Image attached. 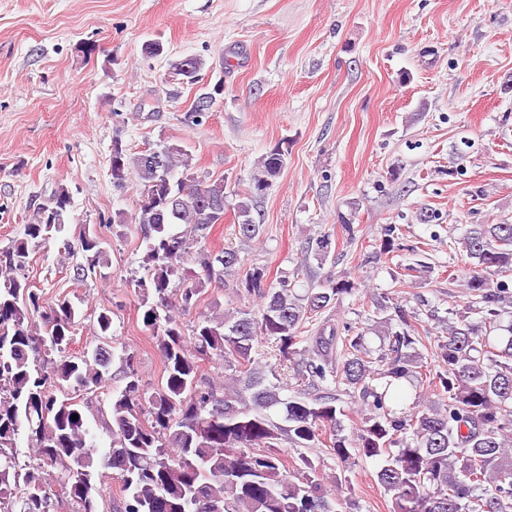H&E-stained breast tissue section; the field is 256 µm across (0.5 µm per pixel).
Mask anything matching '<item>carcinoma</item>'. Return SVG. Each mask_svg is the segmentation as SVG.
<instances>
[{"label": "carcinoma", "mask_w": 512, "mask_h": 512, "mask_svg": "<svg viewBox=\"0 0 512 512\" xmlns=\"http://www.w3.org/2000/svg\"><path fill=\"white\" fill-rule=\"evenodd\" d=\"M203 67V59L188 57L177 71L190 80ZM157 153L161 164L153 165L118 139L112 147L114 186L125 187L133 173L140 180L135 224L144 276L131 285L162 360L157 387L142 385L131 370L124 386L112 389L102 424L112 439L104 466L119 482L113 512H337V496L311 458L302 455L286 469L277 452L283 438L294 448L326 440L343 463L354 456L377 461L390 512H512V321H502L512 307L505 281L512 277V224H473L459 239L474 260L462 278L470 304L437 337L440 370L433 374L416 351L428 330L400 305L380 321L386 343L377 354L357 327L344 326L343 338L334 328L305 329L340 297L355 294L358 283L329 276L298 294L263 266L245 268L235 248L208 249L213 228L224 223V180L205 183L190 173L192 156L181 146ZM283 163L280 149L267 153L238 194L241 237L261 236L251 198ZM70 205L68 189L59 188L23 237L0 247V512H57L62 505L65 512H98L102 473L85 410L112 381V310L100 311L92 325L98 345L77 353V305L66 297L44 302L27 275L32 247L59 237ZM330 245L322 235L308 251L323 262ZM64 248L81 256L72 265L77 282L108 265L95 234L85 231ZM189 260L198 270L185 268ZM229 276L259 301L257 310L199 315L186 346L175 311L193 308L208 284ZM260 336L275 341L293 381L281 382L253 356ZM219 362L231 373L206 379L205 366ZM376 376L386 379L381 392L369 385ZM414 377L436 399L420 413L389 407V389ZM342 392L360 401L362 425L352 440L343 435ZM22 433L32 451L24 464L17 454Z\"/></svg>", "instance_id": "1"}]
</instances>
